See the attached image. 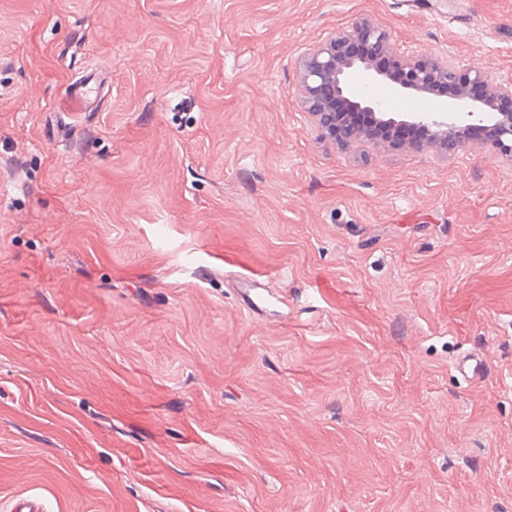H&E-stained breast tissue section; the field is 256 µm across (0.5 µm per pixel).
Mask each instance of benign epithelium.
<instances>
[{
	"label": "benign epithelium",
	"instance_id": "benign-epithelium-1",
	"mask_svg": "<svg viewBox=\"0 0 512 512\" xmlns=\"http://www.w3.org/2000/svg\"><path fill=\"white\" fill-rule=\"evenodd\" d=\"M355 41L365 43L374 56L389 59L392 66L384 70L368 56L347 54V44ZM356 68L390 83L400 94L422 98L428 107L402 119L389 116L378 103L348 88L346 76ZM298 73L303 111L312 117L324 137L340 146L384 142L385 132L390 128L416 125L427 131L424 146L448 156L465 147L460 138L461 128L481 126L486 116L491 115L494 137L489 143L490 153L512 161V111L501 110L502 103L512 104V82H495L480 69H462L446 56L401 55L390 34L368 19L332 34L305 53L299 61ZM474 86L484 88L483 97H470ZM350 111L370 114L374 124H347L345 117Z\"/></svg>",
	"mask_w": 512,
	"mask_h": 512
}]
</instances>
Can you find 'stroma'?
Wrapping results in <instances>:
<instances>
[{
	"instance_id": "obj_1",
	"label": "stroma",
	"mask_w": 512,
	"mask_h": 512,
	"mask_svg": "<svg viewBox=\"0 0 512 512\" xmlns=\"http://www.w3.org/2000/svg\"><path fill=\"white\" fill-rule=\"evenodd\" d=\"M361 18L512 81V0H0V512H512V161L322 137ZM456 368L462 377L471 383L482 380L485 375V364L479 356L475 355L461 357Z\"/></svg>"
}]
</instances>
